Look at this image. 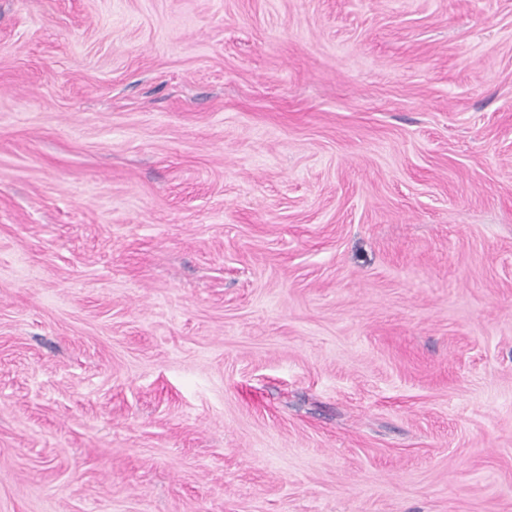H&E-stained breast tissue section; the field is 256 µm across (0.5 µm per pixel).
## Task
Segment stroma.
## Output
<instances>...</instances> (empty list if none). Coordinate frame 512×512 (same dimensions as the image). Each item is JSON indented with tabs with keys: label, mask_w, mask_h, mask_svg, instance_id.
<instances>
[{
	"label": "stroma",
	"mask_w": 512,
	"mask_h": 512,
	"mask_svg": "<svg viewBox=\"0 0 512 512\" xmlns=\"http://www.w3.org/2000/svg\"><path fill=\"white\" fill-rule=\"evenodd\" d=\"M0 512H512V0H0Z\"/></svg>",
	"instance_id": "35a3bbf8"
}]
</instances>
